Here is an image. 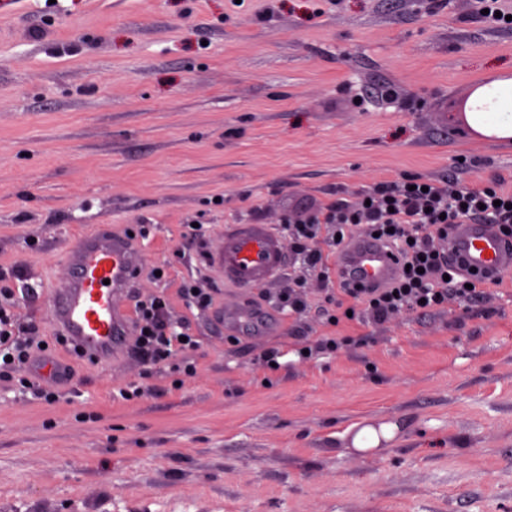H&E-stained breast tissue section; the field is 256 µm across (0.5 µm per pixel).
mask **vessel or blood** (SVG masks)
Wrapping results in <instances>:
<instances>
[{
	"label": "vessel or blood",
	"instance_id": "1",
	"mask_svg": "<svg viewBox=\"0 0 512 512\" xmlns=\"http://www.w3.org/2000/svg\"><path fill=\"white\" fill-rule=\"evenodd\" d=\"M448 252L474 279L512 271V241L492 224H458ZM210 270L231 288H256L277 279L288 263L278 234L268 224H231L207 252ZM359 287L380 286L398 272L394 251L369 236L354 239L341 258ZM66 284L51 298L52 325L86 355L111 357L129 336V313L117 299L138 276L142 254L125 237L99 228L83 234L65 252ZM224 322L254 335L269 326L266 314L237 304L226 306Z\"/></svg>",
	"mask_w": 512,
	"mask_h": 512
}]
</instances>
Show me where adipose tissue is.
Here are the masks:
<instances>
[{
  "label": "adipose tissue",
  "instance_id": "1",
  "mask_svg": "<svg viewBox=\"0 0 512 512\" xmlns=\"http://www.w3.org/2000/svg\"><path fill=\"white\" fill-rule=\"evenodd\" d=\"M465 121L485 139L512 141V72L489 76L475 86Z\"/></svg>",
  "mask_w": 512,
  "mask_h": 512
}]
</instances>
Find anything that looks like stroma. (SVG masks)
I'll list each match as a JSON object with an SVG mask.
<instances>
[{
	"label": "stroma",
	"mask_w": 512,
	"mask_h": 512,
	"mask_svg": "<svg viewBox=\"0 0 512 512\" xmlns=\"http://www.w3.org/2000/svg\"><path fill=\"white\" fill-rule=\"evenodd\" d=\"M511 68L512 23L477 0H0V284L20 324L52 334L72 240L146 224L123 303L164 289L198 341L156 366L127 346L72 362L51 404L0 376V512H512V271L477 307L328 327L295 255L244 298L277 313L263 336L217 323L220 279L211 310L180 295L206 267L192 223H297L412 177L512 192V144L456 122ZM295 286L299 319L279 312ZM326 336L333 355L260 360ZM364 420L398 424L390 448L345 446Z\"/></svg>",
	"instance_id": "35a3bbf8"
}]
</instances>
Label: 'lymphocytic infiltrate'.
Returning a JSON list of instances; mask_svg holds the SVG:
<instances>
[{
  "label": "lymphocytic infiltrate",
  "instance_id": "lymphocytic-infiltrate-1",
  "mask_svg": "<svg viewBox=\"0 0 512 512\" xmlns=\"http://www.w3.org/2000/svg\"><path fill=\"white\" fill-rule=\"evenodd\" d=\"M471 222L498 225L502 235L512 240V193L472 189L450 176L380 183L366 192L362 202L339 200L305 223L293 225L291 238L294 251L324 275L329 269L317 239L326 238L341 251L361 225L399 256L402 269L386 287L338 288L322 310L324 324L338 325L352 305L378 321L400 310L423 320L455 304H479L488 295L486 285L472 283L460 264L437 246L453 225ZM14 305L12 289L1 288L0 363L23 370L40 357L42 348L22 336ZM135 314L132 352L144 365L160 364L174 350L197 347L189 324L177 328L171 323L165 295L137 299Z\"/></svg>",
  "mask_w": 512,
  "mask_h": 512
}]
</instances>
